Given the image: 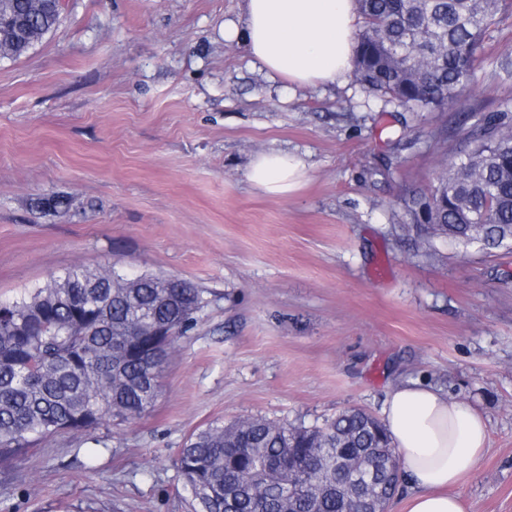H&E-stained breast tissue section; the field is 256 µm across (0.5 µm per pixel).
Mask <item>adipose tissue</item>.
Masks as SVG:
<instances>
[{"label": "adipose tissue", "instance_id": "ef3b65f1", "mask_svg": "<svg viewBox=\"0 0 512 512\" xmlns=\"http://www.w3.org/2000/svg\"><path fill=\"white\" fill-rule=\"evenodd\" d=\"M355 0H243L229 38L244 46L270 79L298 87L343 81L356 46ZM307 175L296 155H258L249 181L280 197L300 188ZM382 420L406 477L405 512H464L454 488L482 458L488 439L485 417L471 405L416 381L387 394Z\"/></svg>", "mask_w": 512, "mask_h": 512}]
</instances>
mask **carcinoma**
<instances>
[{
    "label": "carcinoma",
    "mask_w": 512,
    "mask_h": 512,
    "mask_svg": "<svg viewBox=\"0 0 512 512\" xmlns=\"http://www.w3.org/2000/svg\"><path fill=\"white\" fill-rule=\"evenodd\" d=\"M360 86L410 112L455 102L476 77L478 50L506 0H357ZM57 0H0V58L57 26ZM460 158L431 196L403 200L426 215L423 239L484 249L512 244V113L470 112ZM189 281L154 274L136 287L113 269L73 268L16 301H0V469L63 430L93 439L155 404L158 376L204 307ZM167 324L173 336H151ZM382 422L350 408L306 427L243 417L193 431L176 466L192 512H385L398 485Z\"/></svg>",
    "instance_id": "1"
}]
</instances>
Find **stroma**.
<instances>
[{
	"mask_svg": "<svg viewBox=\"0 0 512 512\" xmlns=\"http://www.w3.org/2000/svg\"><path fill=\"white\" fill-rule=\"evenodd\" d=\"M241 0H65L57 28L0 59V299L72 268L173 276L206 304L150 413L61 432L0 473V512H190L175 465L196 429L312 426L423 380L488 422L466 512H512V246L436 238L401 201L457 161L458 117L512 112V4L458 101L398 112L354 76L292 90L224 29ZM307 180L263 194L257 153ZM65 196L68 209L38 208ZM306 175L300 158L279 151L258 155L250 165L248 180L264 194L280 197L298 190Z\"/></svg>",
	"mask_w": 512,
	"mask_h": 512,
	"instance_id": "35a3bbf8",
	"label": "stroma"
}]
</instances>
